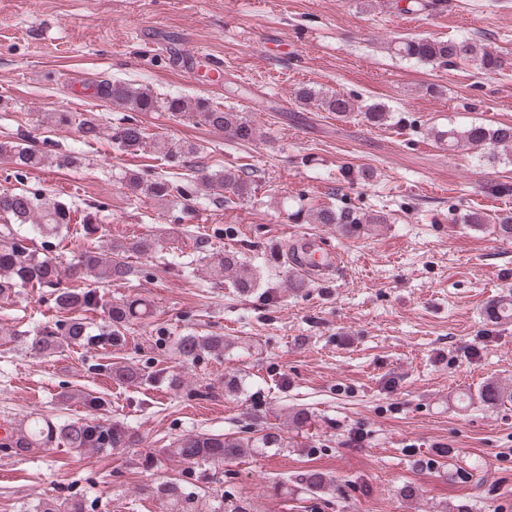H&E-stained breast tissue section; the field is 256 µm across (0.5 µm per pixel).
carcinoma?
I'll use <instances>...</instances> for the list:
<instances>
[{"instance_id":"cac0c4a2","label":"carcinoma","mask_w":512,"mask_h":512,"mask_svg":"<svg viewBox=\"0 0 512 512\" xmlns=\"http://www.w3.org/2000/svg\"><path fill=\"white\" fill-rule=\"evenodd\" d=\"M388 50L409 60L424 64L454 66L470 62L481 72H499L512 64L500 52L480 40L467 38L457 41L437 40L424 36L396 37L388 42ZM94 96L102 102L128 111L120 124L111 128L114 143L126 151L153 149L160 154L165 170L144 181L137 174L125 175L132 197L166 202L171 198L182 199V207L193 208L203 202L219 209L226 204L241 200L258 188L260 177L248 167H230L212 172L201 166L192 175L182 178L175 171L186 167L187 159L197 156L199 148L186 141L151 138L137 118L143 112H165L170 117L203 125L238 143L254 142L257 129L238 112L225 110L207 98H187L181 95L160 97L152 90L128 84L99 80L92 84ZM296 99L304 105L312 104L326 112L347 117L355 112L365 115L374 126H383L391 120V114L381 104L360 106L356 99L341 92L324 93L303 85L296 91ZM47 122L73 128L84 145H91L102 134L97 121L81 112H51ZM438 142L450 147H465L493 164L499 152L512 149V124H471L463 128H450L434 134ZM7 158L14 165L15 179L24 181L28 171L38 169L51 161L57 167H70L77 163L74 153L48 154L37 151L17 141H0V158ZM102 206L77 218L78 207L73 200H50L41 192L24 188L0 190V297H10L26 288H47L53 296L54 307L61 318L51 325L37 327L26 339L27 349L37 358L53 357L70 347L83 349H110L125 343V333L134 321L145 315L142 303L134 299L108 301L101 289L112 283L126 280L132 274L129 255L148 257L161 248L160 239L152 234L141 236L127 244L112 242L107 249L86 248L69 260L61 254H51L53 241L62 232L69 231L74 221L82 224L83 237L92 238L98 231L99 212ZM388 216L380 211L360 212L347 206H323L311 215L313 224H335L347 235L361 232L366 224H386ZM463 223L481 227L492 226V232L502 239H512V213L487 216L473 211L463 217ZM34 233L43 239L42 249L33 244ZM224 239V229L213 228L196 239V246L205 251L203 271L207 277L243 294H253L265 282V270L259 265L241 259L235 253L216 246L213 240ZM82 282L84 286H70ZM101 313L103 323L94 325L89 314ZM226 340L220 334L199 335L187 332L170 345L169 350L183 367L195 366L204 356L224 355ZM90 369L105 370L110 378L124 384L138 386H182L180 375L164 368L148 370L133 363L111 362L105 367L92 365ZM223 391L237 394L243 390L242 381L235 374H226L217 382H208L191 389L193 396L206 399ZM505 390L490 383L480 394L481 401L495 406L504 398ZM78 398L88 409L85 417L55 422L41 413H35L25 423L3 427L0 448H11L13 454L25 456L40 448L63 447L81 456L89 451L109 455L114 450L134 448L140 443L136 432L128 425L106 416L109 402L79 390L63 391L59 400L65 404ZM251 426L240 435L220 433H185L156 451L141 456V465L152 468L164 460L188 464L222 466L244 456L259 457L295 447L290 437L269 427L257 428L262 420L260 410L250 413ZM303 488L317 496H323L333 487L326 474L311 470L300 475ZM159 501L161 512H204L195 485L183 481L169 482L149 490ZM37 512H85V505L75 499L48 498L38 504ZM210 512H257L250 498L230 493L220 496L210 507Z\"/></svg>"}]
</instances>
